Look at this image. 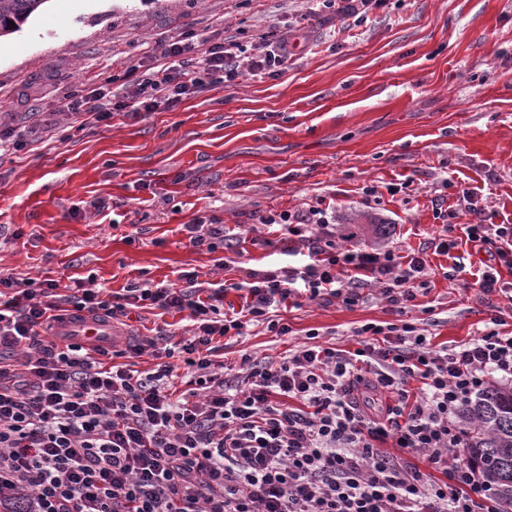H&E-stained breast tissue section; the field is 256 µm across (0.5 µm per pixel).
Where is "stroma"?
Listing matches in <instances>:
<instances>
[{
	"mask_svg": "<svg viewBox=\"0 0 512 512\" xmlns=\"http://www.w3.org/2000/svg\"><path fill=\"white\" fill-rule=\"evenodd\" d=\"M271 29L303 34L276 77L100 124L61 110L90 79L121 93L128 70L183 31L251 49ZM0 41V123L27 142L0 151V276L52 279L63 295L90 276L115 293L185 271L242 282L304 262L260 217L322 199L360 228V245L425 249L429 291L408 317L434 346L466 342L493 317L512 333V302L464 285L490 256L467 240L475 217L457 205L467 187L478 218L512 225V0H389L359 27L308 15L304 0H48ZM40 112L55 113L52 130ZM439 197L455 214L450 258L430 246ZM200 220L224 225L235 249L189 246L184 227ZM457 257L465 269L448 278ZM285 316L290 334L249 326L224 363L282 357L312 332L351 350L356 328L396 319L373 290L353 307L308 301Z\"/></svg>",
	"mask_w": 512,
	"mask_h": 512,
	"instance_id": "1",
	"label": "stroma"
}]
</instances>
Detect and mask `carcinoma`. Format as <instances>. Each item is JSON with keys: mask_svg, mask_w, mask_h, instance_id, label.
<instances>
[{"mask_svg": "<svg viewBox=\"0 0 512 512\" xmlns=\"http://www.w3.org/2000/svg\"><path fill=\"white\" fill-rule=\"evenodd\" d=\"M49 0H0V37L17 31ZM13 25H8V22ZM469 427L466 448L486 483L512 512V387L490 385L460 413Z\"/></svg>", "mask_w": 512, "mask_h": 512, "instance_id": "obj_1", "label": "carcinoma"}]
</instances>
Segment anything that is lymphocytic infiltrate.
Segmentation results:
<instances>
[{"label":"lymphocytic infiltrate","mask_w":512,"mask_h":512,"mask_svg":"<svg viewBox=\"0 0 512 512\" xmlns=\"http://www.w3.org/2000/svg\"><path fill=\"white\" fill-rule=\"evenodd\" d=\"M291 46L281 35L249 55L236 37L197 43L183 33L153 48L123 98L154 112L246 74L272 77ZM63 109L102 123L115 104L107 86L87 84ZM263 221L297 237L301 267L254 271L243 284L206 285L189 272L116 295L63 296L51 279L20 287L0 277V512H500L465 455L460 411L490 383L512 384V334L493 318L470 341L433 349L406 318L426 286L422 252L337 237L328 204ZM465 233L498 259L475 288L500 291L512 226L476 221ZM372 286L398 320L356 328L354 351L307 342L217 372L225 337L255 323L288 335L274 311L331 298L351 307ZM231 290L243 299L232 313ZM134 309L185 314L184 337L162 326L120 349L49 336L73 311L114 319ZM149 348L163 362L135 369Z\"/></svg>","instance_id":"1"}]
</instances>
